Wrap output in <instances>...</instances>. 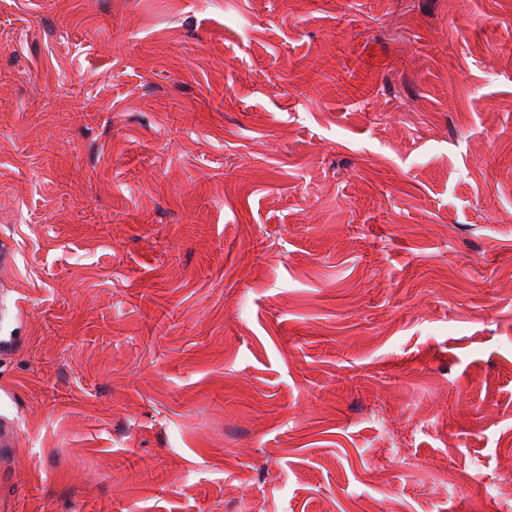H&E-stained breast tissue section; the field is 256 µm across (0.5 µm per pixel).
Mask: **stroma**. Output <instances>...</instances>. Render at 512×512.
<instances>
[{
    "mask_svg": "<svg viewBox=\"0 0 512 512\" xmlns=\"http://www.w3.org/2000/svg\"><path fill=\"white\" fill-rule=\"evenodd\" d=\"M17 512H512V0H0Z\"/></svg>",
    "mask_w": 512,
    "mask_h": 512,
    "instance_id": "obj_1",
    "label": "stroma"
}]
</instances>
